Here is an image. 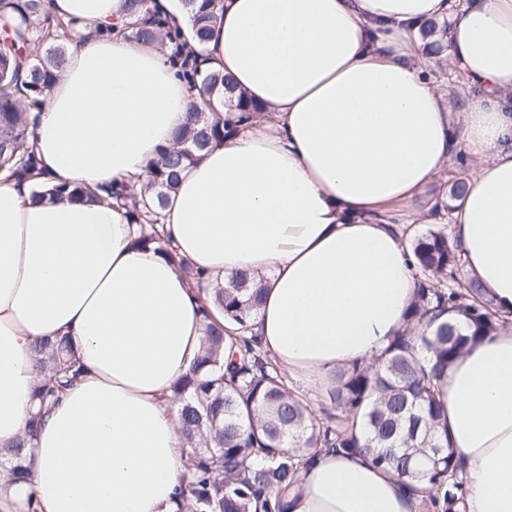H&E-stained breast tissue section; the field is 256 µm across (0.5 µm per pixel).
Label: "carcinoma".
<instances>
[{
  "instance_id": "carcinoma-1",
  "label": "carcinoma",
  "mask_w": 512,
  "mask_h": 512,
  "mask_svg": "<svg viewBox=\"0 0 512 512\" xmlns=\"http://www.w3.org/2000/svg\"><path fill=\"white\" fill-rule=\"evenodd\" d=\"M148 0H127L132 37L147 44L168 43L182 57L186 42ZM199 43L212 31L220 0H183ZM0 172L10 181L39 187L41 175L29 143V114L45 106L68 63V43L84 33L78 24L52 15L48 0H0ZM44 46L34 56L35 47ZM196 102L174 146L160 152L151 174L153 199L125 192L119 183L111 198L126 207L136 226L133 242L155 244L184 278L200 272L168 246L160 209L181 173L210 147L224 141L231 119H211L224 108L228 79L221 72L182 68ZM57 199L102 202L96 191L60 181L45 190ZM415 299L405 329L371 364L336 370L315 421L308 400L288 387L277 363L254 345V317L261 284L246 273L212 288L202 305L207 320L200 353L173 385L189 477L178 512H288L285 492L324 448L365 452L392 472L419 501L421 512H459L464 468L448 437V423L437 400L440 380L463 351L508 324L480 282L462 272L460 246L443 227L412 239ZM427 330L418 333L417 327ZM40 379L34 396L55 403L76 383L83 368L61 339L35 346ZM40 417L31 420L15 448L0 452L5 484L28 478L23 451Z\"/></svg>"
}]
</instances>
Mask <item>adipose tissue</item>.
Wrapping results in <instances>:
<instances>
[{"mask_svg": "<svg viewBox=\"0 0 512 512\" xmlns=\"http://www.w3.org/2000/svg\"><path fill=\"white\" fill-rule=\"evenodd\" d=\"M86 24L31 126L46 182L103 200L58 202L0 184V448L29 425L36 342L64 336L86 372L46 410L16 512H176L187 473L174 383L200 348L206 291L262 277L254 334L295 379L381 354L416 295L395 205L438 182L457 150L476 166L452 214L467 271L512 311V0H221L205 69L258 106L170 192L163 225L204 276L194 286L135 245L108 192L171 146L191 101L160 46L121 36L124 0H49ZM448 32L424 38L428 22ZM112 28V37L99 36ZM447 58L482 96L458 107L429 72ZM439 398L466 472L464 512H512V328L448 369ZM292 512H415L363 453L325 449L288 491Z\"/></svg>", "mask_w": 512, "mask_h": 512, "instance_id": "obj_1", "label": "adipose tissue"}]
</instances>
